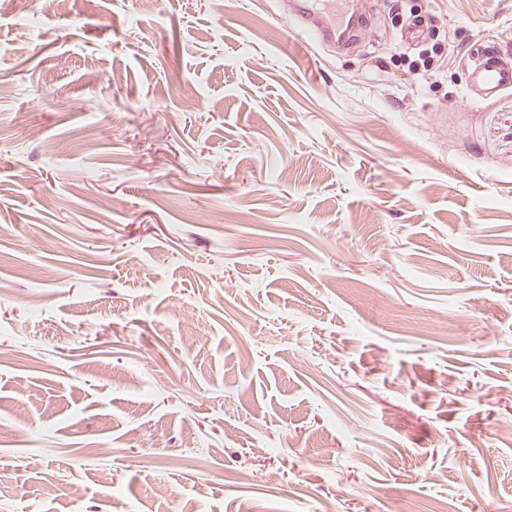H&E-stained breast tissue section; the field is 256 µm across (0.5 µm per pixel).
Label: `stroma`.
<instances>
[{"instance_id":"stroma-1","label":"stroma","mask_w":512,"mask_h":512,"mask_svg":"<svg viewBox=\"0 0 512 512\" xmlns=\"http://www.w3.org/2000/svg\"><path fill=\"white\" fill-rule=\"evenodd\" d=\"M289 2L0 14V512H512V0ZM295 16L303 24V32L313 41L323 42L342 37L343 42L349 43L359 38L362 21L359 15L352 14L349 22L347 19L336 20L335 16H324L317 7L316 0L295 1ZM475 66L468 70V80L487 96L512 87V68L502 65L491 48L482 46L475 50Z\"/></svg>"}]
</instances>
